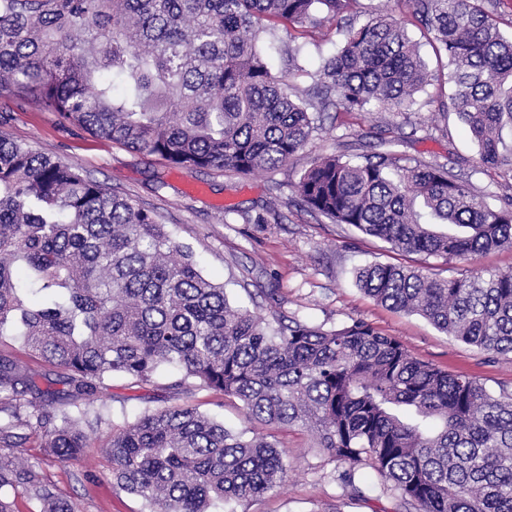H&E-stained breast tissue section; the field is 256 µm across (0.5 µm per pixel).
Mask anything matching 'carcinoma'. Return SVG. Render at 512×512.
<instances>
[{
	"label": "carcinoma",
	"instance_id": "carcinoma-1",
	"mask_svg": "<svg viewBox=\"0 0 512 512\" xmlns=\"http://www.w3.org/2000/svg\"><path fill=\"white\" fill-rule=\"evenodd\" d=\"M448 59L451 105L481 165L512 173V35L503 0H407ZM362 0H0V97L43 105L92 136L188 170L275 169L302 150L312 111L410 112L432 79L392 14L355 26ZM264 19L332 24L314 98L258 47ZM302 205L399 252L472 261L512 247V198L492 206L444 166L393 152L313 158ZM454 225L460 234L439 233ZM376 302L458 341L512 353V272L438 279L406 265L356 270ZM63 371L41 388L0 356V512L22 491L42 512H78L22 457L26 426L69 462L102 422L78 404L115 373L136 385L172 367L168 388L237 400L253 431L193 405L148 411L104 438L110 474L148 512H219L288 479L273 430L303 427L353 471L367 466L414 512H512V396L418 359L364 322L335 329L270 322L229 305L151 210L84 169L0 134V337ZM60 405L53 413L46 407Z\"/></svg>",
	"mask_w": 512,
	"mask_h": 512
}]
</instances>
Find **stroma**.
<instances>
[{
  "label": "stroma",
  "instance_id": "1",
  "mask_svg": "<svg viewBox=\"0 0 512 512\" xmlns=\"http://www.w3.org/2000/svg\"><path fill=\"white\" fill-rule=\"evenodd\" d=\"M362 2L367 14L391 12L403 18L433 80L418 94L415 111L407 114L326 112L306 147L277 169L244 175L169 167L155 157L62 123L50 110L32 111L6 98H0V133L81 164L93 179L154 210L172 239L195 255L204 275L223 284L231 304L310 326L338 328L361 321L398 339L426 363L475 377L492 394H512L511 353L482 352L419 315L382 306L356 286L353 276L355 268L370 263L425 266L440 278L472 269L512 271V248L489 251L472 263L405 254L352 226L310 212L295 195L294 185L312 157L372 154L381 151L382 140L394 137L399 153L446 165L486 194L490 204L500 205L512 196V177L483 172L477 144L449 105L448 61L436 55L406 0ZM262 41L278 68L284 65L285 46L299 47L301 69L292 83L309 90L318 81L322 60L336 53L342 37L332 29L310 33L271 21ZM172 379L165 372L154 384L137 387L130 378L113 375L102 402L89 407L102 415L99 434L90 437L77 460L44 463L41 440L34 435L24 445L25 457L43 462L46 477L62 496L77 502L80 512H146L140 498L113 481L99 435L110 433L113 424L134 421L145 411L177 402L197 406L227 428L246 426L238 402L206 391L173 395L167 388ZM277 439L292 466L288 480L262 497L238 503L236 512H405L397 494L379 495L381 478L365 466L354 474L363 495L351 496L339 479L342 465L318 448L305 429L280 431Z\"/></svg>",
  "mask_w": 512,
  "mask_h": 512
}]
</instances>
